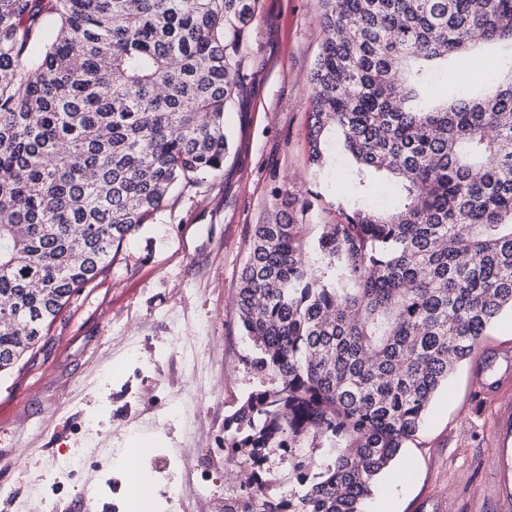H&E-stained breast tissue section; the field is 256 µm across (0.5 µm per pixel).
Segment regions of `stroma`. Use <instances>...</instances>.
Instances as JSON below:
<instances>
[{"mask_svg":"<svg viewBox=\"0 0 512 512\" xmlns=\"http://www.w3.org/2000/svg\"><path fill=\"white\" fill-rule=\"evenodd\" d=\"M321 0H262L246 48L244 88L227 114L230 153L216 179L176 186L120 247L106 272L73 294L30 357L0 374V512H136L122 464L105 449L137 433L150 512H217L171 481L205 475L217 493L240 469L222 459L226 419L257 380L237 312V284L252 225L288 197L309 199L310 224L335 221L345 164L308 162L310 73L324 33ZM211 336L197 369L174 337ZM512 352L503 314L476 353L437 392L414 440L382 476L369 512H512V447H501L499 410L512 398L481 394L477 372ZM203 389L190 420L168 417L185 391ZM81 467L58 476L56 459Z\"/></svg>","mask_w":512,"mask_h":512,"instance_id":"obj_1","label":"stroma"}]
</instances>
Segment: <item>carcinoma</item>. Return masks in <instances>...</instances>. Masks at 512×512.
<instances>
[{
    "label": "carcinoma",
    "instance_id": "obj_1",
    "mask_svg": "<svg viewBox=\"0 0 512 512\" xmlns=\"http://www.w3.org/2000/svg\"><path fill=\"white\" fill-rule=\"evenodd\" d=\"M308 161L336 222L253 225L237 294L258 379L229 417L224 512H367L454 365L512 311V59L477 89L429 64L512 46V0H324ZM260 0H0V373L178 181L224 170Z\"/></svg>",
    "mask_w": 512,
    "mask_h": 512
}]
</instances>
